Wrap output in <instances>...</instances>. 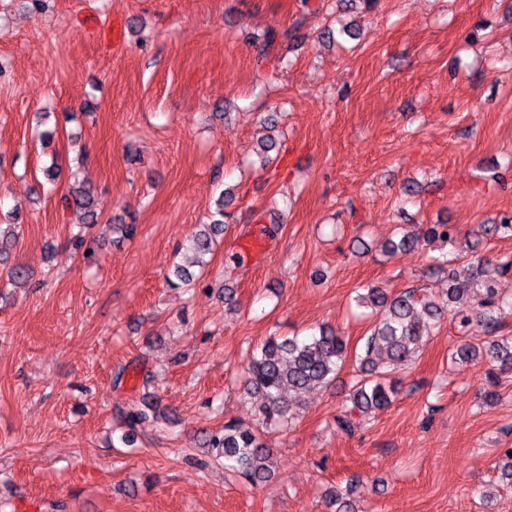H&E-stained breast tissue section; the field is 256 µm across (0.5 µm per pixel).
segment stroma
Instances as JSON below:
<instances>
[{
  "mask_svg": "<svg viewBox=\"0 0 512 512\" xmlns=\"http://www.w3.org/2000/svg\"><path fill=\"white\" fill-rule=\"evenodd\" d=\"M347 3L0 0V223L22 226L0 254V512H336L339 493L356 512H512V370L485 402L486 363L448 351L489 338L448 314L353 434L334 425L352 365L291 401L262 432L267 481L203 446L257 426L243 371L268 336L354 344L359 286L442 294L428 249L383 254L396 226L446 222L465 261L512 260V237L478 231L512 213V0ZM341 22L356 38L319 40ZM291 29L300 46L258 65L265 33ZM76 179L91 211L61 207ZM224 191L202 282L171 287ZM14 266L29 287H5ZM149 405L165 419L121 445L116 408Z\"/></svg>",
  "mask_w": 512,
  "mask_h": 512,
  "instance_id": "1",
  "label": "stroma"
}]
</instances>
